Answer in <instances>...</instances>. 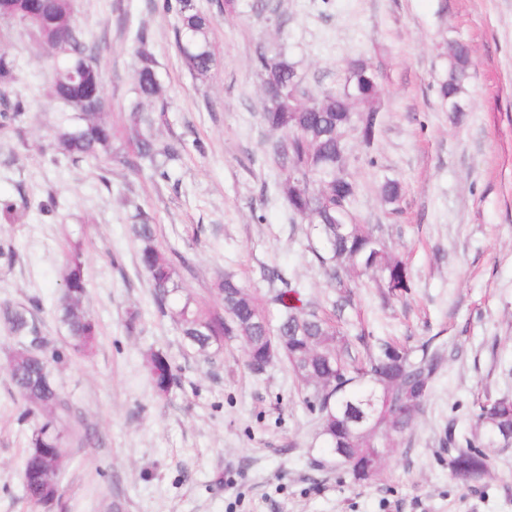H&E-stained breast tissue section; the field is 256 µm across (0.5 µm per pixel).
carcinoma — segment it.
I'll return each mask as SVG.
<instances>
[{
	"instance_id": "1",
	"label": "carcinoma",
	"mask_w": 512,
	"mask_h": 512,
	"mask_svg": "<svg viewBox=\"0 0 512 512\" xmlns=\"http://www.w3.org/2000/svg\"><path fill=\"white\" fill-rule=\"evenodd\" d=\"M162 8L177 17L175 41L183 63L197 76L209 74L217 65L211 37L214 18L201 11L195 0H163ZM0 14L22 25L39 49L59 60L52 94L71 113L54 128L55 152L73 164L113 156L132 170L147 169L163 180L170 178V166L180 160L183 144L157 131L169 101L147 48L145 29L135 34L133 95L124 108L128 148L118 149L114 147L117 130L106 119L109 103L98 46L78 22L73 0H0ZM253 63L263 80L261 120L280 133L272 146L273 163L284 174L280 192L293 215L316 227L323 246L318 259L326 265V274L340 298L350 302L352 278L365 274L373 276L384 299L408 294L412 283L406 263L382 241L378 251H373L374 234L369 225L350 223L347 230L340 231L336 224V209L351 211L356 196V184L346 171L345 134L355 126L369 145L378 126V86L370 65L363 60L352 64L353 81L362 84L359 97L343 89H327L305 104L294 94L303 88V76L285 51L260 47ZM470 67L468 45L453 44L447 75L438 88L441 102L453 112L466 111L463 94ZM15 80L14 58L0 51V98L7 97ZM381 193L387 204L394 205L400 199L401 185L388 180ZM132 219L130 231L140 242L139 263L153 288L158 312L171 317L187 345L199 352L223 344L226 337L243 339L246 365L255 373L259 372L256 365L265 363L268 347L280 345L279 356L312 389L308 402L318 410L323 441L344 451L354 481H360L356 470L360 454L382 447L388 435H402L414 426L429 396L422 387L432 386L443 364L439 349L425 343L416 353L379 339L358 364L331 319L314 304L302 302L296 287L277 273L274 277L282 282V288L270 298L278 309L274 325L259 297L230 275L217 283L222 309L206 310L189 297L176 305V268L157 245L151 218L138 209ZM85 290L83 255L75 249L66 257L56 311L73 353L82 355L96 346L99 337L98 324L83 307ZM0 316L8 331L20 339L37 331L26 308L6 305ZM62 360L59 354L45 356L40 346L31 342L15 351L5 366L24 413L42 416L31 433L21 472L26 500L35 508L56 499L58 480L56 473L46 477L39 472L38 449L61 446L69 436L82 444L91 441L89 431L75 427L71 404L53 381L51 365ZM148 368L156 395L168 396L177 384L169 358L156 353ZM475 418L481 435L466 440V446L455 449L448 461L452 478L467 487L488 474L490 460L485 449L512 439V398L479 402Z\"/></svg>"
}]
</instances>
